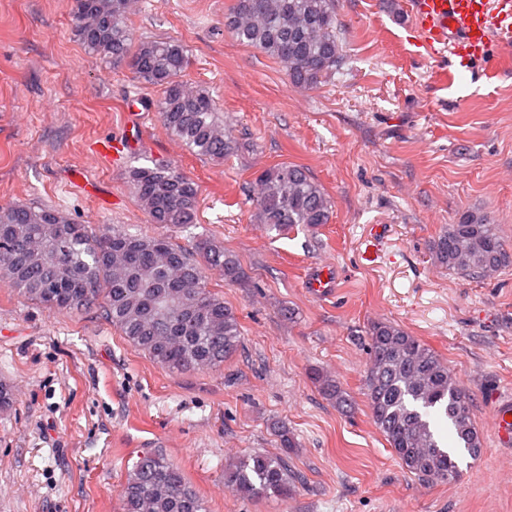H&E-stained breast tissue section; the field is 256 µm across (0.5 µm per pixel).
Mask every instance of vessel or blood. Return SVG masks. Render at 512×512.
<instances>
[{"instance_id": "b4317fda", "label": "vessel or blood", "mask_w": 512, "mask_h": 512, "mask_svg": "<svg viewBox=\"0 0 512 512\" xmlns=\"http://www.w3.org/2000/svg\"><path fill=\"white\" fill-rule=\"evenodd\" d=\"M410 13L422 42L437 53L480 59L492 46L512 44V0H411ZM130 150L124 137L98 140L93 152L119 162ZM494 429L504 447L512 446V400L499 405Z\"/></svg>"}]
</instances>
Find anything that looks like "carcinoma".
Here are the masks:
<instances>
[{
	"label": "carcinoma",
	"instance_id": "1",
	"mask_svg": "<svg viewBox=\"0 0 512 512\" xmlns=\"http://www.w3.org/2000/svg\"><path fill=\"white\" fill-rule=\"evenodd\" d=\"M76 36L88 50L125 63L135 81L162 89V126L194 154L221 160L235 146L214 112L208 90L182 80L186 56L175 40L136 41L128 24L129 0H75ZM224 26L236 40L283 64L296 86L310 88L338 70L343 47L335 0H234ZM141 210L152 224L191 232L198 184L176 166L154 161L128 170ZM254 219L285 235L295 227L329 221L331 203L304 167L280 163L256 178ZM435 260L469 278H488L512 264L496 225L477 214L448 224L434 239ZM228 284L249 276L238 256L219 242L197 238L191 254L165 235L78 224L54 207L0 204V284L47 308L78 314L93 306L135 348L172 371L224 365L240 346V326L224 298L204 283L203 267ZM370 364L364 387L372 420L401 465L431 483L459 476L432 413L444 415L455 441L471 457L482 438L470 396L440 355L389 321L369 329ZM16 402L0 383V413ZM282 452L254 453L224 465V483L243 497H286L297 480L288 462L295 447L284 424L276 428ZM122 512H208L182 469L149 450L127 471Z\"/></svg>",
	"mask_w": 512,
	"mask_h": 512
}]
</instances>
